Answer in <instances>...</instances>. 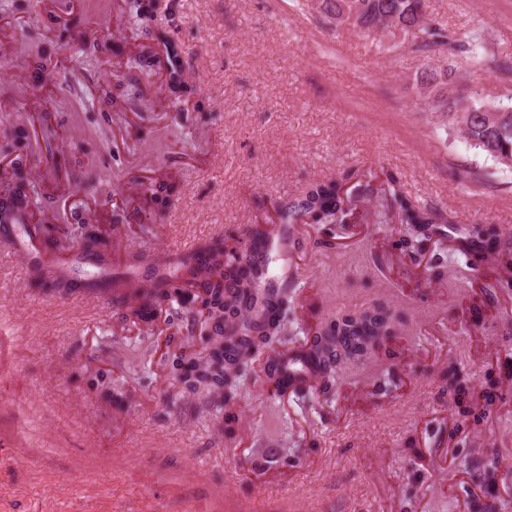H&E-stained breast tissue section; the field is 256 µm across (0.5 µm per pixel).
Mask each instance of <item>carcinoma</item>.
<instances>
[{"mask_svg": "<svg viewBox=\"0 0 512 512\" xmlns=\"http://www.w3.org/2000/svg\"><path fill=\"white\" fill-rule=\"evenodd\" d=\"M319 6L324 16L338 26L348 23L374 37L410 35L423 52L438 44L448 46L450 56L457 52L474 56L484 49V35L478 27L470 31L463 43L446 39L442 29L426 20L424 0H319ZM120 20L148 39L138 45L127 67L162 79L178 103L164 99L157 101L158 107L182 111L180 104L194 93L186 76L184 49L155 27L152 0H124ZM110 41L109 36L98 37L83 45L81 54L96 60L111 51ZM126 96V88L118 82L102 89L99 103L129 107ZM438 107L471 145L512 169V106L485 104L471 96L464 105L448 98L440 100ZM6 174L9 178L0 184V224H13L18 219L28 223L42 208L43 201L37 178L24 154L12 158ZM384 175L382 184L389 193L390 205L389 213L383 214L378 223L406 224L418 243L441 234L442 225L450 223L447 214L420 204L392 172L386 171ZM342 185L339 179L316 181L302 198L272 203L278 223H304L308 219L317 224L334 223L346 204L341 195ZM497 237L493 225L476 224L460 237L455 251L466 255L478 243L494 245ZM276 238L275 226L257 225L250 232L252 255L244 265L224 261V250L214 245L201 249L190 260L178 261L173 269L169 268L170 262H160L144 275L132 265L124 272H112L107 242L92 233L85 238L82 249L96 257L97 272L78 280L65 276L64 261L53 250L54 239L47 237L43 255L34 261L33 271L36 278L58 292L87 291L111 296L126 306V318L135 324L155 320L158 312H168L187 294V283L202 288L214 320V336L207 358H199L192 351L178 358V380L189 393L232 399L247 377L242 367L265 353V375L275 387L288 384L299 390L315 388L332 395L346 371L362 361L389 330L390 323L378 308L349 311L291 348L272 347L280 341L276 315L290 308L296 299L294 283L280 282L270 273V251Z\"/></svg>", "mask_w": 512, "mask_h": 512, "instance_id": "obj_1", "label": "carcinoma"}]
</instances>
